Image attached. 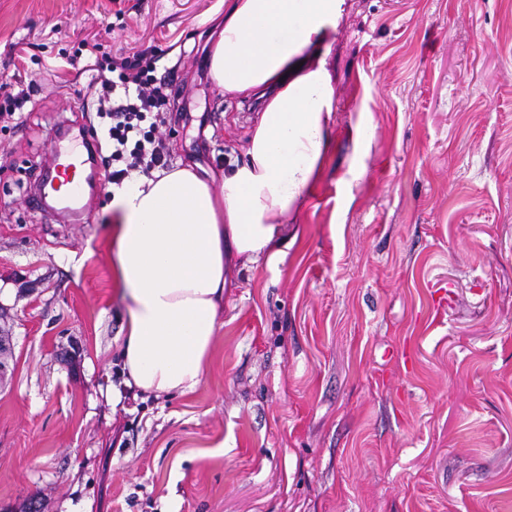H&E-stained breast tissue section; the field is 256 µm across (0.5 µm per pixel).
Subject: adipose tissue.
<instances>
[{"instance_id":"adipose-tissue-1","label":"adipose tissue","mask_w":512,"mask_h":512,"mask_svg":"<svg viewBox=\"0 0 512 512\" xmlns=\"http://www.w3.org/2000/svg\"><path fill=\"white\" fill-rule=\"evenodd\" d=\"M346 0H224L211 75L226 94L270 88L221 186L192 167L114 191L112 270L126 310L125 386L194 392L220 326L232 261H281L288 224L332 148L328 69Z\"/></svg>"}]
</instances>
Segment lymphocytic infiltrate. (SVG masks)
Masks as SVG:
<instances>
[{
	"mask_svg": "<svg viewBox=\"0 0 512 512\" xmlns=\"http://www.w3.org/2000/svg\"><path fill=\"white\" fill-rule=\"evenodd\" d=\"M159 60L148 47L95 67L94 104L105 144L95 147L92 158L101 167L103 185L149 178L171 164L165 139L168 84L156 76Z\"/></svg>",
	"mask_w": 512,
	"mask_h": 512,
	"instance_id": "obj_1",
	"label": "lymphocytic infiltrate"
}]
</instances>
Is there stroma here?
<instances>
[{
  "label": "stroma",
  "instance_id": "1",
  "mask_svg": "<svg viewBox=\"0 0 512 512\" xmlns=\"http://www.w3.org/2000/svg\"><path fill=\"white\" fill-rule=\"evenodd\" d=\"M347 2L296 241L232 266L194 392L116 403L110 198L29 211L49 132L150 47L218 182L258 104L210 75L224 0H0V101L38 86L0 120V512H512V0ZM30 81L26 86L19 84V90L16 94L9 93L0 104V116L4 115L12 117L16 111H21L25 104L31 98L32 93L35 91V83Z\"/></svg>",
  "mask_w": 512,
  "mask_h": 512
}]
</instances>
